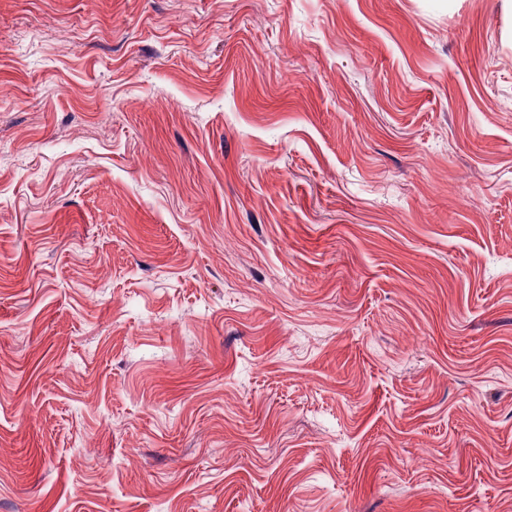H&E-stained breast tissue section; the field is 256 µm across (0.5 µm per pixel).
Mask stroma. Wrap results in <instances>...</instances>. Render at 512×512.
<instances>
[{"mask_svg":"<svg viewBox=\"0 0 512 512\" xmlns=\"http://www.w3.org/2000/svg\"><path fill=\"white\" fill-rule=\"evenodd\" d=\"M0 512H512V0H0Z\"/></svg>","mask_w":512,"mask_h":512,"instance_id":"obj_1","label":"stroma"}]
</instances>
